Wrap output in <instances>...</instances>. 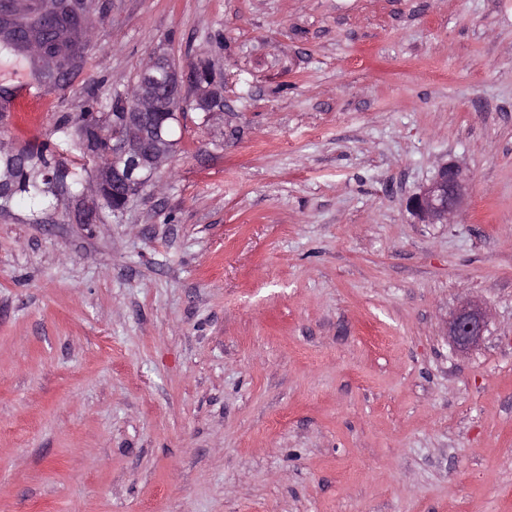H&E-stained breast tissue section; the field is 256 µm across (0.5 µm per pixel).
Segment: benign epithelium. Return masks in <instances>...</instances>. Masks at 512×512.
Listing matches in <instances>:
<instances>
[{
	"mask_svg": "<svg viewBox=\"0 0 512 512\" xmlns=\"http://www.w3.org/2000/svg\"><path fill=\"white\" fill-rule=\"evenodd\" d=\"M79 56L70 52L47 59L43 71L57 84L76 67ZM132 106L120 114H93L97 131L112 133V164H100L96 170L99 195L109 193L124 210L158 167L175 151V126L184 110L194 107L210 111L224 106L223 89L215 77L202 68L181 73L160 57L142 71L138 82L127 94ZM466 191V176L454 163L442 162L429 184L408 198L407 208L421 224H455L461 213ZM489 313L478 303L463 305L448 322V336L458 347L480 340L487 328Z\"/></svg>",
	"mask_w": 512,
	"mask_h": 512,
	"instance_id": "obj_1",
	"label": "benign epithelium"
}]
</instances>
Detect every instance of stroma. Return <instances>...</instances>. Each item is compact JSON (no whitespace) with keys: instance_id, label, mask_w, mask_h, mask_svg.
<instances>
[{"instance_id":"1","label":"stroma","mask_w":512,"mask_h":512,"mask_svg":"<svg viewBox=\"0 0 512 512\" xmlns=\"http://www.w3.org/2000/svg\"><path fill=\"white\" fill-rule=\"evenodd\" d=\"M89 10L80 67L0 104L8 147L95 171L56 122L153 57L224 107L122 213L0 209V512H512V0ZM443 161L470 193L419 223ZM489 311L478 303H466L448 322V336L458 347H467L480 340L487 328Z\"/></svg>"}]
</instances>
